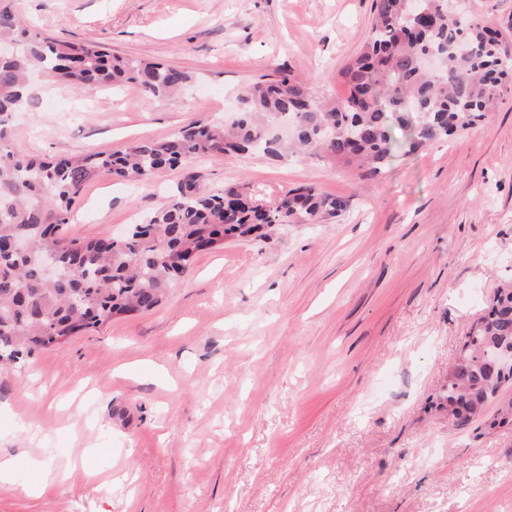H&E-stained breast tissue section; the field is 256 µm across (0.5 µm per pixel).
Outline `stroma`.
Masks as SVG:
<instances>
[{"mask_svg":"<svg viewBox=\"0 0 512 512\" xmlns=\"http://www.w3.org/2000/svg\"><path fill=\"white\" fill-rule=\"evenodd\" d=\"M45 36L180 67L177 99L84 98L35 85L11 142L64 157L165 141L234 115L238 92L291 74L344 99L337 69L373 0H12ZM512 55V0H464ZM272 200L312 185L347 200L322 224L199 253L146 314L114 317L0 371V512H512V384L457 426L448 372L512 283V91L489 120L380 178L320 157H208L143 189L100 174L59 234L120 235L187 173Z\"/></svg>","mask_w":512,"mask_h":512,"instance_id":"stroma-1","label":"stroma"}]
</instances>
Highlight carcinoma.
<instances>
[{
	"label": "carcinoma",
	"mask_w": 512,
	"mask_h": 512,
	"mask_svg": "<svg viewBox=\"0 0 512 512\" xmlns=\"http://www.w3.org/2000/svg\"><path fill=\"white\" fill-rule=\"evenodd\" d=\"M374 22L363 50L337 72L345 99L327 106L308 84L283 73L249 84L231 126L195 121L163 142L139 141L111 153L36 159L13 149V117L24 111L38 74L77 91L131 84L149 97L180 92L190 75L170 64L123 58L96 44L54 41L23 27L20 14L0 6V242L27 239L22 253L0 251V359L18 364L36 349L63 342L113 317L146 313L178 286L193 256L224 246L227 237L260 238L280 224H322L348 207L313 186L264 201L244 186L220 193L191 178L170 200L133 225L123 244L106 236L65 242L67 223L84 184L106 172L147 184L163 167L211 155L261 150L279 159L288 144L270 133L291 125L293 145L356 166L374 179L391 163L434 141L484 121L505 86L512 58L502 56L495 33L455 10L450 0H374ZM63 277L44 276L47 258ZM512 348V286L497 289L448 371L446 399L458 424L506 381L512 369L489 361Z\"/></svg>",
	"instance_id": "obj_1"
}]
</instances>
